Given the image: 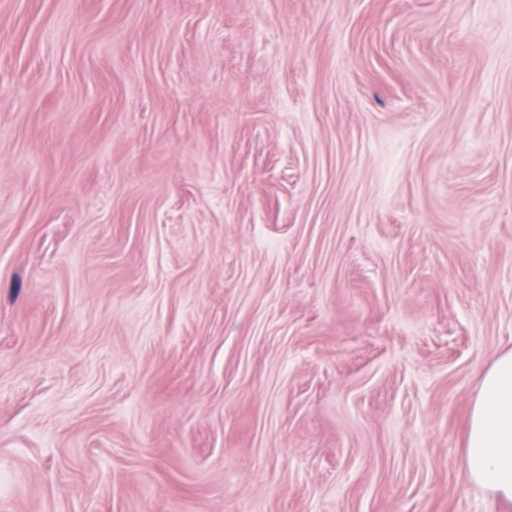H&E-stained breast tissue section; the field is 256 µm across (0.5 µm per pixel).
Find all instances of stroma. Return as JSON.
<instances>
[{"mask_svg": "<svg viewBox=\"0 0 512 512\" xmlns=\"http://www.w3.org/2000/svg\"><path fill=\"white\" fill-rule=\"evenodd\" d=\"M512 0H0V512H512ZM466 472L512 501V353L501 356L483 379L467 432Z\"/></svg>", "mask_w": 512, "mask_h": 512, "instance_id": "35a3bbf8", "label": "stroma"}]
</instances>
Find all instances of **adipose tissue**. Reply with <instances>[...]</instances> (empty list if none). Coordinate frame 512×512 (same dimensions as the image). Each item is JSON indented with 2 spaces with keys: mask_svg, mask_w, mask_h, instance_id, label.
I'll list each match as a JSON object with an SVG mask.
<instances>
[{
  "mask_svg": "<svg viewBox=\"0 0 512 512\" xmlns=\"http://www.w3.org/2000/svg\"><path fill=\"white\" fill-rule=\"evenodd\" d=\"M466 472L512 501V353L501 356L483 379L467 432Z\"/></svg>",
  "mask_w": 512,
  "mask_h": 512,
  "instance_id": "adipose-tissue-1",
  "label": "adipose tissue"
}]
</instances>
